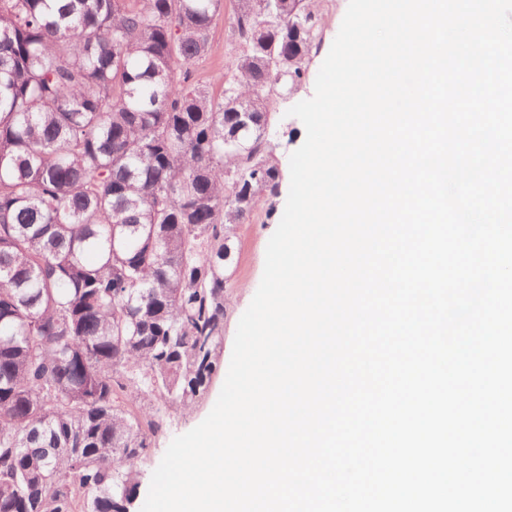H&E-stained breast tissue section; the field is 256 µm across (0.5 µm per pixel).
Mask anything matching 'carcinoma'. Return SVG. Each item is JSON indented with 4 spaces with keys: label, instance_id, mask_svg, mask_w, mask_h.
<instances>
[{
    "label": "carcinoma",
    "instance_id": "carcinoma-1",
    "mask_svg": "<svg viewBox=\"0 0 512 512\" xmlns=\"http://www.w3.org/2000/svg\"><path fill=\"white\" fill-rule=\"evenodd\" d=\"M232 4L216 91L190 67L222 0H0V512H131L160 406L221 368L323 0Z\"/></svg>",
    "mask_w": 512,
    "mask_h": 512
}]
</instances>
